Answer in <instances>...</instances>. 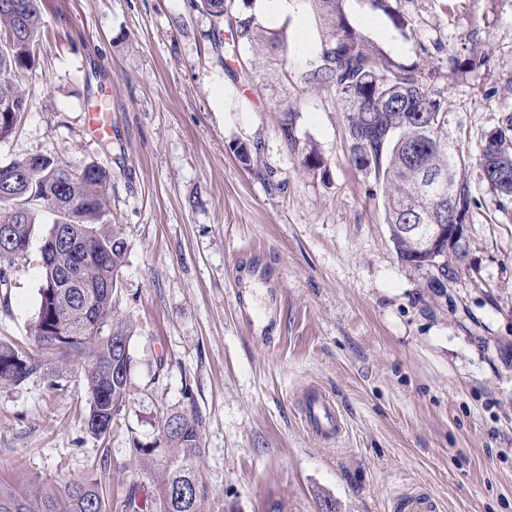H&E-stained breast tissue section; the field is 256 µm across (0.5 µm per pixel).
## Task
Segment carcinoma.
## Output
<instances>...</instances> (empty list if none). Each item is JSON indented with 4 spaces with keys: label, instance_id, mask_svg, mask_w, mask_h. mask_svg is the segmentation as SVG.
<instances>
[{
    "label": "carcinoma",
    "instance_id": "carcinoma-1",
    "mask_svg": "<svg viewBox=\"0 0 512 512\" xmlns=\"http://www.w3.org/2000/svg\"><path fill=\"white\" fill-rule=\"evenodd\" d=\"M21 10L0 8V139L12 134L27 111L21 83L35 66L42 38V14L48 0H13ZM327 25L318 59L293 71L309 88H332L347 106L345 134L355 167L373 174L381 187L385 223L398 259L421 272L426 287L444 288L457 277L469 251L466 238L456 241L454 259L432 275L429 254L419 251L398 230L404 224H465L475 201L470 178L458 169L469 166L459 141L448 137V98L430 88L425 66L393 60L373 38L351 28L344 0H312ZM399 29L406 21L392 0H370ZM192 4L227 26L233 41L252 49L256 59L278 57L288 75V45L284 36L264 27L254 15L227 14L228 0H192ZM488 63L474 46L465 58H448V67L473 72ZM281 135L304 171L323 167L316 145L296 135L298 110L281 108ZM78 174H73V171ZM477 179L498 196L512 199V117L485 137L477 164ZM447 175L453 185L447 204H434L428 183ZM15 178L0 194V227H9L29 242L38 216H54L49 233L69 239L51 261L39 257L40 304L30 326L36 353L0 341V385L19 386L41 367L42 360L66 363L84 358L83 378L89 394L87 431L101 439L112 430L127 403L134 357L132 327L114 318L113 300L120 288L126 257L123 238L109 219V173L90 163L81 169L46 155L0 163V186ZM28 260V251L0 246L3 272ZM201 419L188 410L160 417L155 434L134 438L132 452L139 470L157 476L156 494L141 497V484L131 480L121 512H204L205 491L185 497L181 490L198 482L201 463ZM0 512H106V499L89 479H72L62 487L40 482L0 483Z\"/></svg>",
    "mask_w": 512,
    "mask_h": 512
}]
</instances>
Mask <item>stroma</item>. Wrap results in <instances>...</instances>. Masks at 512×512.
Masks as SVG:
<instances>
[{"label": "stroma", "mask_w": 512, "mask_h": 512, "mask_svg": "<svg viewBox=\"0 0 512 512\" xmlns=\"http://www.w3.org/2000/svg\"><path fill=\"white\" fill-rule=\"evenodd\" d=\"M397 29L370 0H347L356 31L397 62L433 52L431 88L448 98L450 136L469 155L512 116V0H400ZM291 67L326 33L310 0L281 18ZM478 44L486 68L464 75L448 56ZM28 110L0 141V162L41 154L111 175L108 208L127 253L114 316L133 325L130 396L103 439L85 430L81 359L43 364L0 385V482L97 480L110 512L127 482L153 498L134 438L163 410L196 409L204 512H394L395 494L425 492L440 512H512V201L471 180L467 271L443 294L398 261L380 188L351 161L347 114L331 89L274 88L240 77L252 58L191 0H51ZM110 113L108 144L90 136L84 105ZM328 173L303 171L281 136L279 107ZM254 149L250 165L233 152ZM30 264L0 287V337L31 347L39 307ZM270 269L281 294L275 341L241 325L239 265ZM337 405L343 436L306 429L307 390Z\"/></svg>", "instance_id": "35a3bbf8"}]
</instances>
